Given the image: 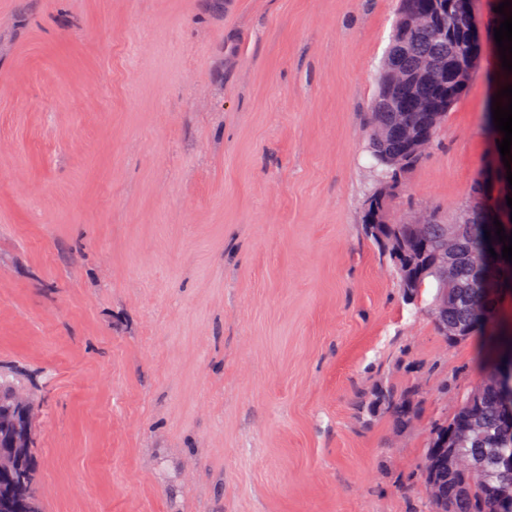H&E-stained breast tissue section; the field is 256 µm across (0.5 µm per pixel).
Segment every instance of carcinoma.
I'll return each mask as SVG.
<instances>
[{"mask_svg": "<svg viewBox=\"0 0 512 512\" xmlns=\"http://www.w3.org/2000/svg\"><path fill=\"white\" fill-rule=\"evenodd\" d=\"M405 10L414 14L416 21L405 30L394 28L366 119L369 130L366 149L373 160V177L395 182L403 180L426 157L448 112L464 96L481 56L470 35L471 27L476 25L474 13H460L452 0H399L398 15H403ZM404 126L428 129L423 147L415 149L405 143L401 133ZM462 206L469 208V224L459 238V247L477 265H466L448 273L470 284L466 289L468 308L461 315L448 317V321L458 323L461 342L475 336L479 327L491 323L497 313L494 292L483 288L479 278L492 285L499 279L512 284V262L500 257L503 243L494 235L496 219L502 223L505 234H512V209L507 206L506 198L495 194L490 180L486 179L473 187ZM426 215L435 224L443 223L436 214H426L424 208L402 214L395 212L393 224L385 234L395 236L408 217L422 224ZM487 231L493 232L489 240L485 238ZM491 248L498 257H491ZM15 389L27 390L30 402H35L33 379L13 366L0 365V410L8 404V396ZM414 396L415 389L411 386L387 391L383 406L395 426L402 428L411 419L409 404ZM467 401L468 397H463L451 417L431 427L424 463L431 460L430 449L438 447L439 441L465 420ZM487 427L497 436L503 453L512 456V422L490 412ZM498 487L495 474H473L456 465L447 479L448 503L453 505V512H512L499 498Z\"/></svg>", "mask_w": 512, "mask_h": 512, "instance_id": "obj_1", "label": "carcinoma"}]
</instances>
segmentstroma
<instances>
[{
	"mask_svg": "<svg viewBox=\"0 0 512 512\" xmlns=\"http://www.w3.org/2000/svg\"><path fill=\"white\" fill-rule=\"evenodd\" d=\"M501 0L407 202L497 161ZM0 0V363L32 374L43 512H420L483 377L362 229L397 0ZM417 386L398 429L358 393Z\"/></svg>",
	"mask_w": 512,
	"mask_h": 512,
	"instance_id": "1",
	"label": "stroma"
}]
</instances>
